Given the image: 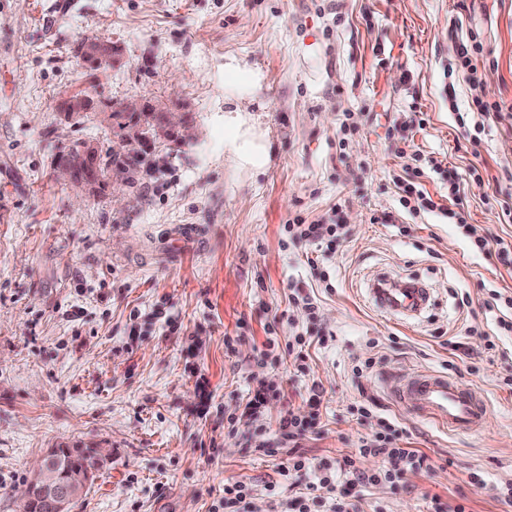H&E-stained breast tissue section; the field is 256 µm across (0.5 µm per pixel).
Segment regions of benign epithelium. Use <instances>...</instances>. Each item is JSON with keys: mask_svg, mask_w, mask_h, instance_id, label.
I'll list each match as a JSON object with an SVG mask.
<instances>
[{"mask_svg": "<svg viewBox=\"0 0 512 512\" xmlns=\"http://www.w3.org/2000/svg\"><path fill=\"white\" fill-rule=\"evenodd\" d=\"M158 135L174 134L179 139L193 137L192 128L183 124L179 112L164 113L163 125L156 130ZM121 147L124 152L136 154L145 148L144 140L138 131L133 130L123 136ZM62 465L60 451L52 448L34 465L33 477L20 490V503L23 512H36L46 501L53 504L55 512H69L70 505L80 498L89 486L94 470L76 476L69 484L59 483V469Z\"/></svg>", "mask_w": 512, "mask_h": 512, "instance_id": "obj_1", "label": "benign epithelium"}]
</instances>
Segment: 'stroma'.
<instances>
[{
	"instance_id": "obj_1",
	"label": "stroma",
	"mask_w": 512,
	"mask_h": 512,
	"mask_svg": "<svg viewBox=\"0 0 512 512\" xmlns=\"http://www.w3.org/2000/svg\"><path fill=\"white\" fill-rule=\"evenodd\" d=\"M473 36L482 97L512 104V0H0V512H20L48 449L86 446L110 456L71 512H210L236 481L267 512L299 489L262 450L287 410L317 416L298 448L311 465L380 468L359 454L360 404L431 466L352 488L359 512H512V333L490 304L512 295V266L472 247L512 241V113L473 105L455 66ZM94 38L118 54L91 73ZM74 95L190 114L195 136L156 141L130 184L60 180V152L120 143L97 114L63 118ZM240 119L262 168L225 144ZM400 179L440 210L402 207ZM298 218L342 231L296 241ZM184 224L197 233L172 252ZM380 276L424 283L429 305L378 309ZM389 369L475 386L484 428L404 414ZM261 385L260 425L229 431Z\"/></svg>"
}]
</instances>
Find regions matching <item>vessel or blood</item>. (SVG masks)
<instances>
[{"label": "vessel or blood", "mask_w": 512, "mask_h": 512, "mask_svg": "<svg viewBox=\"0 0 512 512\" xmlns=\"http://www.w3.org/2000/svg\"><path fill=\"white\" fill-rule=\"evenodd\" d=\"M370 295L387 312L418 311L429 301L422 283L411 288L374 286ZM387 389L408 414L429 420L451 432L482 430L488 404L482 393L445 373L430 371L392 372L384 377Z\"/></svg>", "instance_id": "obj_1"}]
</instances>
